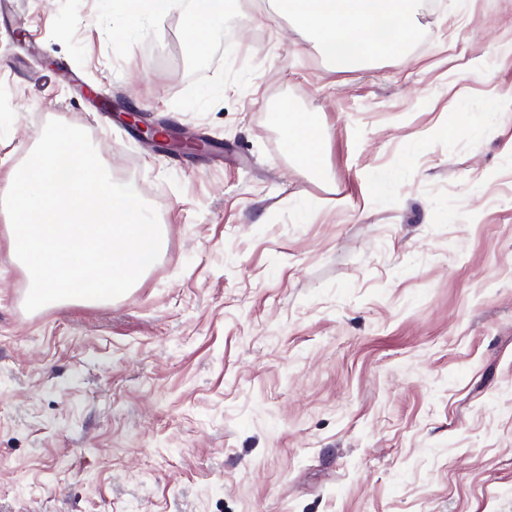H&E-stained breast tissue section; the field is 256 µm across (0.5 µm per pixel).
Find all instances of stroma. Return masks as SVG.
Returning <instances> with one entry per match:
<instances>
[{
    "label": "stroma",
    "instance_id": "35a3bbf8",
    "mask_svg": "<svg viewBox=\"0 0 512 512\" xmlns=\"http://www.w3.org/2000/svg\"><path fill=\"white\" fill-rule=\"evenodd\" d=\"M188 4L0 25V193L59 120L165 238L127 294L29 312L0 210V512H512V0H421L405 58L344 71L281 0L201 46ZM280 125L283 148L288 156L320 172L322 145L326 134L313 116L294 112L286 106L282 109Z\"/></svg>",
    "mask_w": 512,
    "mask_h": 512
}]
</instances>
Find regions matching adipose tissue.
I'll return each instance as SVG.
<instances>
[{"mask_svg": "<svg viewBox=\"0 0 512 512\" xmlns=\"http://www.w3.org/2000/svg\"><path fill=\"white\" fill-rule=\"evenodd\" d=\"M419 0H287L295 25L311 35L334 69L361 67L374 55L402 56L415 33ZM283 148L321 171L325 132L307 113L283 109Z\"/></svg>", "mask_w": 512, "mask_h": 512, "instance_id": "adipose-tissue-1", "label": "adipose tissue"}]
</instances>
